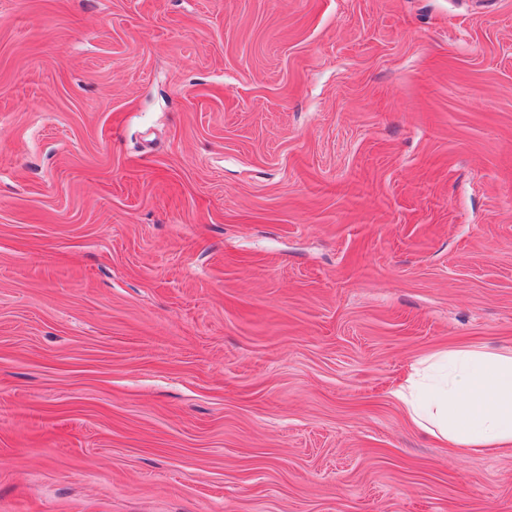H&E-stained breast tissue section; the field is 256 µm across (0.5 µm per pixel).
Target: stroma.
I'll use <instances>...</instances> for the list:
<instances>
[{
  "label": "stroma",
  "mask_w": 512,
  "mask_h": 512,
  "mask_svg": "<svg viewBox=\"0 0 512 512\" xmlns=\"http://www.w3.org/2000/svg\"><path fill=\"white\" fill-rule=\"evenodd\" d=\"M512 349V0H0V512H512L395 390Z\"/></svg>",
  "instance_id": "35a3bbf8"
}]
</instances>
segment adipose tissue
<instances>
[{"instance_id":"adipose-tissue-1","label":"adipose tissue","mask_w":512,"mask_h":512,"mask_svg":"<svg viewBox=\"0 0 512 512\" xmlns=\"http://www.w3.org/2000/svg\"><path fill=\"white\" fill-rule=\"evenodd\" d=\"M395 396L411 423L452 454L512 450V349L434 354L413 367Z\"/></svg>"}]
</instances>
